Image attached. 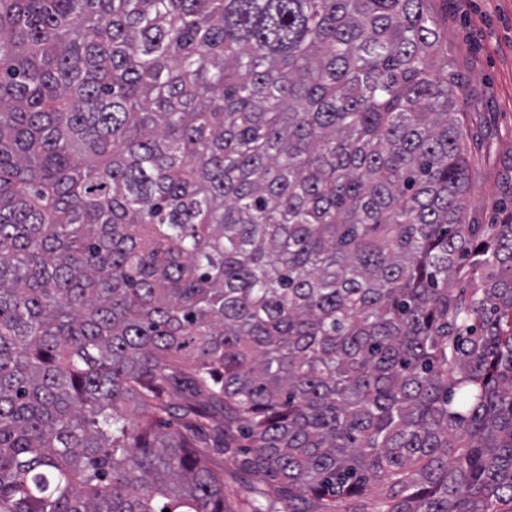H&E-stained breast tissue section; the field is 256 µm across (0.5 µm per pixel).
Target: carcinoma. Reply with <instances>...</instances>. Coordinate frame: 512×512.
Here are the masks:
<instances>
[{
	"mask_svg": "<svg viewBox=\"0 0 512 512\" xmlns=\"http://www.w3.org/2000/svg\"><path fill=\"white\" fill-rule=\"evenodd\" d=\"M437 1L0 0V512H512ZM242 477L237 459L224 457V499L228 498L234 512H252L251 505L245 504L239 495V485Z\"/></svg>",
	"mask_w": 512,
	"mask_h": 512,
	"instance_id": "cac0c4a2",
	"label": "carcinoma"
}]
</instances>
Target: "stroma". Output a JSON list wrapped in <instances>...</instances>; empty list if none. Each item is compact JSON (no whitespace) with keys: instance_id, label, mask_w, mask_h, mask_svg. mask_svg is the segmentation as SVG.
Wrapping results in <instances>:
<instances>
[{"instance_id":"35a3bbf8","label":"stroma","mask_w":512,"mask_h":512,"mask_svg":"<svg viewBox=\"0 0 512 512\" xmlns=\"http://www.w3.org/2000/svg\"><path fill=\"white\" fill-rule=\"evenodd\" d=\"M448 67L460 86L467 129L478 148L469 199L494 222L500 171L512 161V0H448Z\"/></svg>"}]
</instances>
